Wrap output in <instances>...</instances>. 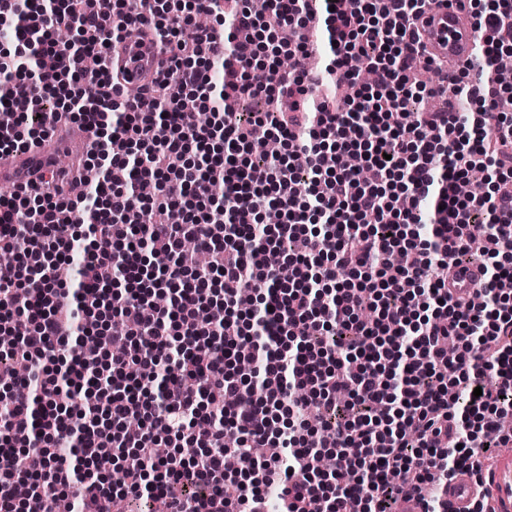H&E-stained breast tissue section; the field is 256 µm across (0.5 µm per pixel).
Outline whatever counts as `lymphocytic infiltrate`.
<instances>
[{"mask_svg":"<svg viewBox=\"0 0 512 512\" xmlns=\"http://www.w3.org/2000/svg\"><path fill=\"white\" fill-rule=\"evenodd\" d=\"M234 2L0 0V33L15 47L0 56L12 82L0 93V154L43 150L64 111L91 131L90 156L126 171L75 200L52 173L0 196V244L22 260L0 269V326L16 337L0 363L29 364L0 393V512L20 501L48 512L53 493L73 512H123L130 498L161 512H257L272 495L277 512H393L403 490L429 484L424 512H448L457 470H478L512 440L499 428L512 411V299L474 307L453 275L478 238L480 294L512 278V190L499 188L512 178V117L498 109L512 86L491 69L464 85V68L450 87L468 114L411 119L412 75L433 64L416 30L428 0H324L320 29L303 0H268L260 15ZM474 24L482 57L512 51V0H489ZM60 29L77 39L58 42ZM145 29L163 60L131 98L109 56ZM322 39L332 59L315 72L305 61ZM214 64L224 93L265 111H226L211 95ZM364 66L372 83L359 81ZM266 136L281 151L254 165L249 146ZM483 162L498 186L459 195ZM84 223L93 239L74 273L72 229ZM188 239L206 265L180 251ZM399 251L410 263H389ZM434 266L444 278L431 279ZM257 280L264 291L241 304L238 290ZM160 291L168 307L145 319ZM117 325L123 352L67 358L70 341ZM21 432L33 437L23 448ZM168 441L201 450L157 456ZM256 444L269 453L249 472L225 469L229 452Z\"/></svg>","mask_w":512,"mask_h":512,"instance_id":"1","label":"lymphocytic infiltrate"}]
</instances>
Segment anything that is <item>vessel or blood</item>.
<instances>
[{
  "instance_id": "obj_1",
  "label": "vessel or blood",
  "mask_w": 512,
  "mask_h": 512,
  "mask_svg": "<svg viewBox=\"0 0 512 512\" xmlns=\"http://www.w3.org/2000/svg\"><path fill=\"white\" fill-rule=\"evenodd\" d=\"M418 32L427 54L446 65L448 73L475 65L479 34L458 0H431L418 20ZM119 52L125 86L139 88L148 83L158 56L153 37H128ZM484 492L493 512H512V453L499 455L482 477L467 470L456 475L448 484V502L453 512H472Z\"/></svg>"
}]
</instances>
